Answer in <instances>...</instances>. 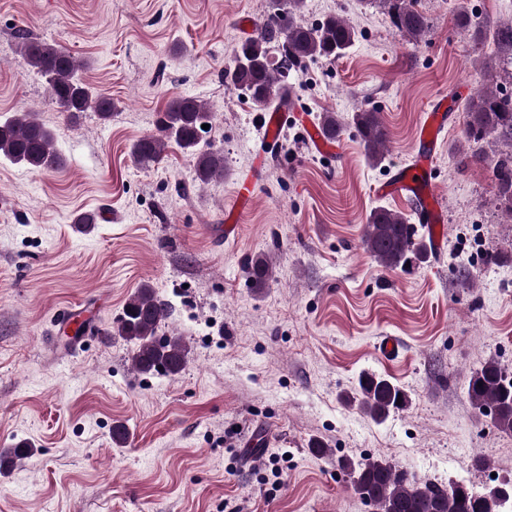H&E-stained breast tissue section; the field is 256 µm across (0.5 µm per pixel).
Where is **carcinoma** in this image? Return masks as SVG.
Masks as SVG:
<instances>
[{"instance_id": "cac0c4a2", "label": "carcinoma", "mask_w": 512, "mask_h": 512, "mask_svg": "<svg viewBox=\"0 0 512 512\" xmlns=\"http://www.w3.org/2000/svg\"><path fill=\"white\" fill-rule=\"evenodd\" d=\"M416 0H379L396 29L417 40L428 30L426 17L413 8ZM303 0H271V11L257 32L239 43L232 64L224 69V82L245 92L257 109L270 107L288 90L290 71L322 58L335 60L355 45L357 34L344 18L330 15L317 25L297 20ZM458 28L477 45L490 39L496 54L484 64L490 78L503 74L512 80V22L490 25L466 11L457 15ZM19 50L26 63L46 78L53 96L67 118L89 110L107 120L112 117V98L86 85L79 77L80 66L59 44L31 37L25 29L17 32ZM288 55L289 67L271 62L275 53ZM467 138L475 143L487 138L507 147L498 154L493 167L496 197L512 215V94L489 86L467 99ZM206 104L191 97H175L159 113L156 133L139 139L132 148L137 165L161 160L168 144L175 142L194 160V180L207 184L224 176V154L200 146L202 125L209 123ZM366 157L374 164L384 158L387 128L374 109L359 110L352 116ZM0 155L10 161L39 170H54L61 158L54 135L33 112H18L0 123ZM417 229L403 214L384 206L374 208L365 225L363 245L382 267L395 269L416 259L428 258L425 245L415 242ZM253 284L260 288L271 277L272 268L262 256L250 263ZM168 316L167 304L153 289L144 286L126 302L117 321V334L135 345L133 367L142 374H179L186 362V349L178 336H158L160 324ZM360 405L375 420H384L407 403V395L389 380L365 375L359 382ZM467 394L479 411L490 410L498 427L512 432V375L493 360L471 372ZM352 470V488L379 512H491L489 495L471 491L461 484L442 487L396 469L385 460L364 458Z\"/></svg>"}]
</instances>
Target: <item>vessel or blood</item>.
Wrapping results in <instances>:
<instances>
[{
    "label": "vessel or blood",
    "mask_w": 512,
    "mask_h": 512,
    "mask_svg": "<svg viewBox=\"0 0 512 512\" xmlns=\"http://www.w3.org/2000/svg\"><path fill=\"white\" fill-rule=\"evenodd\" d=\"M294 101H287L282 107L270 112L261 126V138L265 147L275 145L278 132L288 122V114L293 111ZM457 106L447 97L435 99L427 109L414 140L415 160L412 165L395 169L385 181L380 182L375 193L380 197L396 196L408 199L422 223L431 225L433 236L432 251H440L443 240L444 216L430 197L433 164L438 150V138L447 127L450 119L456 118ZM303 127L311 145L322 155L340 158L342 151L337 140L323 134L320 127L312 122H304ZM262 168H255L248 177L238 180L235 185L237 205H249L254 197L255 187L262 177Z\"/></svg>",
    "instance_id": "obj_1"
}]
</instances>
